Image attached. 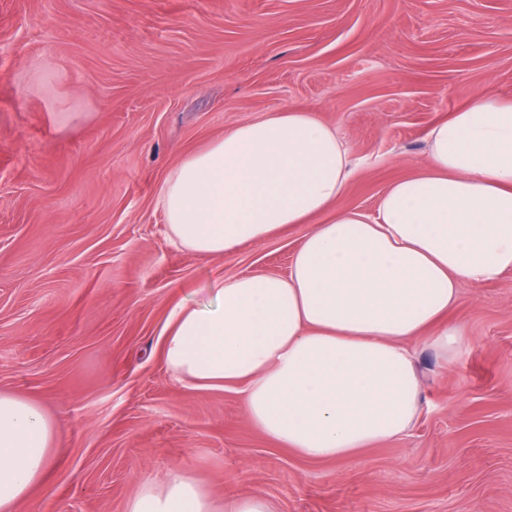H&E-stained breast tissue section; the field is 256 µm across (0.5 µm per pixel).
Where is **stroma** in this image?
Listing matches in <instances>:
<instances>
[{
  "label": "stroma",
  "mask_w": 512,
  "mask_h": 512,
  "mask_svg": "<svg viewBox=\"0 0 512 512\" xmlns=\"http://www.w3.org/2000/svg\"><path fill=\"white\" fill-rule=\"evenodd\" d=\"M479 92L512 100V0H0V390L58 424L17 512H124L174 469L277 512H512V274L462 289L451 365L419 348L411 436L346 460L278 446L237 392L174 382L160 351L175 302L287 274L327 220L182 250L158 190L184 155L312 112L365 161L340 207L371 213Z\"/></svg>",
  "instance_id": "obj_1"
}]
</instances>
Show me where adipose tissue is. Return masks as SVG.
<instances>
[{
	"mask_svg": "<svg viewBox=\"0 0 512 512\" xmlns=\"http://www.w3.org/2000/svg\"><path fill=\"white\" fill-rule=\"evenodd\" d=\"M424 169L374 214L340 208L351 153L311 112L283 110L187 155L158 200L173 244L221 256L320 213L288 275L217 277L170 311L162 356L200 390L239 388L247 420L279 446L342 460L410 435L424 408L415 348L441 363L470 346L449 321L464 286L512 274V101L480 94L427 132ZM58 426L0 391V512L44 481ZM125 512H273L259 493L217 503L189 472L144 482Z\"/></svg>",
	"mask_w": 512,
	"mask_h": 512,
	"instance_id": "adipose-tissue-1",
	"label": "adipose tissue"
}]
</instances>
